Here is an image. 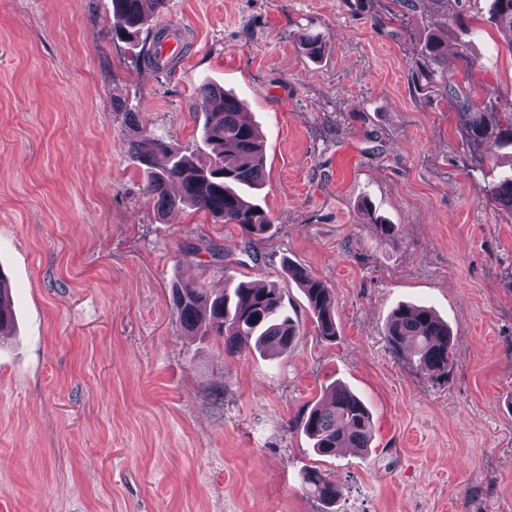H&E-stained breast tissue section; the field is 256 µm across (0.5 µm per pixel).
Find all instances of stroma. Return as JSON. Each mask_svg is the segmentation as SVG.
I'll return each mask as SVG.
<instances>
[{"label": "stroma", "mask_w": 512, "mask_h": 512, "mask_svg": "<svg viewBox=\"0 0 512 512\" xmlns=\"http://www.w3.org/2000/svg\"><path fill=\"white\" fill-rule=\"evenodd\" d=\"M170 69L112 38L111 0H0V512H512V213L479 198L497 175L467 144L460 100L411 72L444 17L396 0H166ZM461 90L512 92V51L486 9ZM321 34L322 60L301 38ZM245 103L266 136L254 238L175 207L158 216L127 112L191 150L199 86ZM400 225L383 242L359 206ZM224 251L223 260L211 256ZM292 260L336 298L321 341ZM277 284L300 336L288 354L224 352L185 333L175 280ZM400 303L451 326L434 380L383 330ZM340 381L369 402L368 452L318 456L295 419ZM343 496L324 507L310 468Z\"/></svg>", "instance_id": "1"}]
</instances>
